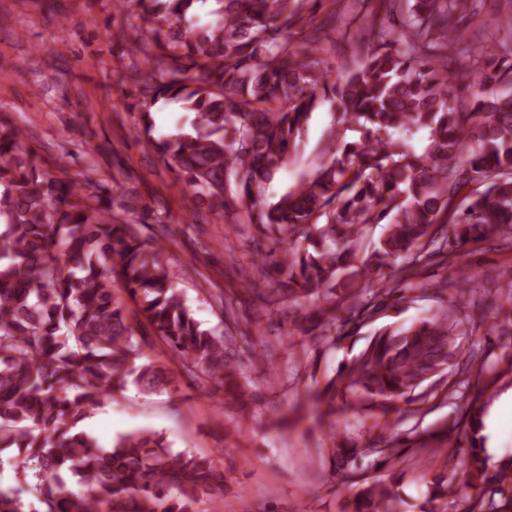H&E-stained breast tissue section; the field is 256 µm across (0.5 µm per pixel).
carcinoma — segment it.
Wrapping results in <instances>:
<instances>
[{"mask_svg": "<svg viewBox=\"0 0 512 512\" xmlns=\"http://www.w3.org/2000/svg\"><path fill=\"white\" fill-rule=\"evenodd\" d=\"M213 2L214 21L185 29L180 17L207 0H112L141 20L112 39L148 63L136 92L142 135L198 206L227 224L245 215L272 244L253 264L261 278L266 265L277 274L270 288L245 269L238 294L314 301L309 330L320 329L319 342L336 340L339 310L360 327L419 298L432 258L452 268L435 309L376 329L313 397L328 416L411 414L438 391L465 401L468 425L406 438L426 463L448 441L450 469L466 449L465 480L439 479L429 501L512 512V463L492 466L479 448L480 406L512 374V352H494L512 344V272L488 312L458 265L469 242L512 245V63L492 64L488 49L466 42L457 20L470 0H375L385 23L364 33L366 56L352 70L318 57L309 0ZM325 101L335 112L315 171L266 201V185ZM160 102L180 104L189 129L154 136ZM351 123L358 140L345 138ZM30 139L0 113V454L10 452L18 481L0 487V512H25L24 484L43 512H211L224 486L210 457L175 453L150 429L110 448L80 429L128 385L151 393L171 383L146 352L151 335L186 376L244 397L224 353L229 337L201 328L176 287L164 255L168 211L139 203L134 190L53 174ZM469 180L485 190L454 203ZM148 222L156 235L145 237ZM373 224L384 232L365 248ZM466 336L481 351L463 355ZM258 357L278 370L274 344L260 341ZM329 428L326 454L351 492L343 512H403L399 443L338 440L336 423ZM369 456L388 474L367 475Z\"/></svg>", "mask_w": 512, "mask_h": 512, "instance_id": "obj_1", "label": "carcinoma"}]
</instances>
